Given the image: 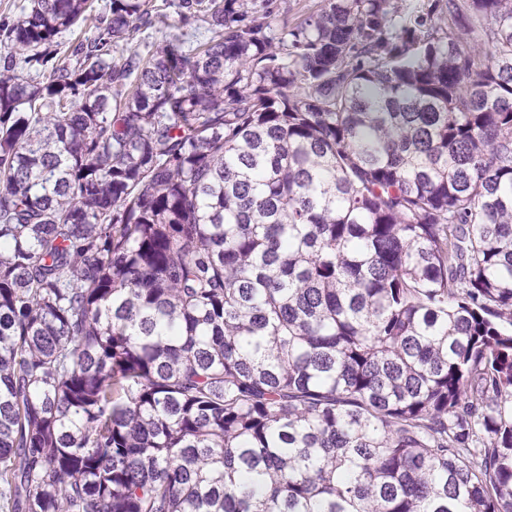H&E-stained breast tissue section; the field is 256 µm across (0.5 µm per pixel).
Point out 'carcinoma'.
Returning <instances> with one entry per match:
<instances>
[{"instance_id": "carcinoma-1", "label": "carcinoma", "mask_w": 512, "mask_h": 512, "mask_svg": "<svg viewBox=\"0 0 512 512\" xmlns=\"http://www.w3.org/2000/svg\"><path fill=\"white\" fill-rule=\"evenodd\" d=\"M178 8L0 20V512H512V0ZM156 5L155 22L150 28H144L132 43V48L137 49L141 53L153 50L158 44L165 40L169 33L176 34L180 32L194 34L197 24H185L181 21L177 9L172 6L173 1L177 3L179 0H151ZM196 38L202 40L208 36L204 33V29L195 32ZM319 0H271V7L274 10L275 25L280 27L283 20H288V23L295 22L297 18L307 10L313 8L315 3ZM288 10V12H286Z\"/></svg>"}]
</instances>
